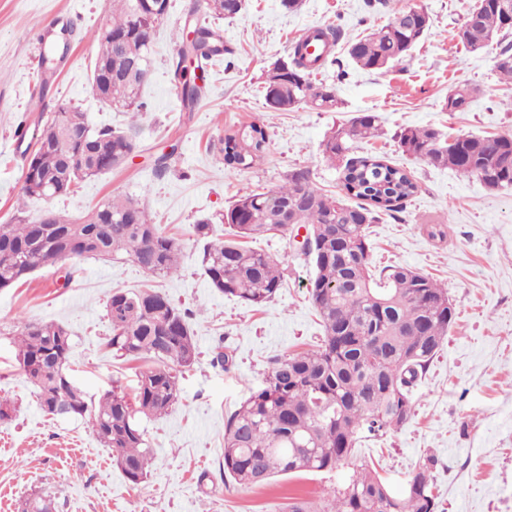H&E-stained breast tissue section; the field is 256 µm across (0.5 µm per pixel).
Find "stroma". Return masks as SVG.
<instances>
[{
    "label": "stroma",
    "instance_id": "35a3bbf8",
    "mask_svg": "<svg viewBox=\"0 0 512 512\" xmlns=\"http://www.w3.org/2000/svg\"><path fill=\"white\" fill-rule=\"evenodd\" d=\"M189 0H171L156 28L152 74L143 90L146 112H117L95 98L89 80L96 52L92 33L106 19L112 0H0V224H9L22 198L23 146L19 127L68 102L95 125L136 126L138 147L120 168L80 183L54 199H29L26 212L53 210L74 218L120 194L144 203L161 230L180 238L179 272L156 279L128 259L79 260L80 273L65 283L66 267L50 264L27 282L0 290V397L11 416L0 420V512H21L26 499L53 501L55 512H288L291 498L322 503L342 488L364 462L374 463L394 491L408 474L433 458L438 512H512V191L406 156L392 140L400 128L431 127L452 135L512 136V84L501 81L490 43L470 51L455 38L476 0H390L387 12H369L364 0H302L291 13L281 0H245L232 19H217L229 61L206 71V88L186 109L174 88L173 34ZM418 7L430 17L426 36L401 65L383 72L357 68L345 42L386 24L392 13ZM71 22L80 37L51 72L39 57L42 34L52 23ZM334 25L344 42L333 64L317 76L335 84L339 111L300 106L276 112L265 101V76L287 59L308 27ZM477 87L468 111L451 113V89ZM360 112L376 113L383 135L362 144L409 169L420 189L405 211L381 215L369 228L373 267L406 265L448 289L456 317L425 377L413 388L414 416L401 430L363 442L334 474L299 473L250 488L225 487L224 419L263 382L268 362L313 348L322 334L308 299L311 265L292 235L259 236L252 248L282 260L284 286L266 306L252 308L209 287L202 248L193 226L205 220L225 239L221 219L240 195L274 188L289 172L306 167L316 187L336 193L340 181L322 154L326 133ZM258 122L268 134L264 157L231 172L217 149L225 131ZM171 152L170 169L156 177V157ZM444 225L436 241L422 221ZM153 288L192 313L199 358L180 378V396L161 418H141L154 450L148 476L131 485L81 418H55L41 409L15 361L20 320L59 322L73 338L70 374L86 399H98L120 383L134 395L141 361L116 357L106 304L116 290ZM232 355L230 369L211 363L216 344Z\"/></svg>",
    "mask_w": 512,
    "mask_h": 512
}]
</instances>
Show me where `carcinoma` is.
<instances>
[{"label":"carcinoma","instance_id":"cac0c4a2","mask_svg":"<svg viewBox=\"0 0 512 512\" xmlns=\"http://www.w3.org/2000/svg\"><path fill=\"white\" fill-rule=\"evenodd\" d=\"M112 0V16L93 35L97 53L91 87L109 108L143 112L145 76L133 67L151 66L153 37L140 29L137 3ZM244 0H207L217 15L232 18ZM512 0H477L456 37L473 51L493 39L503 44L495 60L502 79L512 83V28L506 27L503 4ZM197 37L185 43L176 32V52H189L199 63L225 59L234 50L219 32L195 25ZM429 29L414 24L407 11L352 41L348 53L363 70L381 71L402 63ZM125 38L115 50L104 31ZM308 42L296 41L289 71L266 77L269 108L286 112L305 104L320 111L338 108L336 88L312 81L329 62L307 53ZM69 42L48 44L41 66L50 69L64 57ZM173 77L185 105L198 98L195 80L176 60ZM468 110L476 89L452 90ZM379 117L363 112L332 130L322 142L324 158L339 169L344 195L322 192L308 168H296L288 182L268 191H252L236 199L224 213L235 228L232 239L213 238V227L193 226L204 242L201 263L211 288L251 307L269 303L282 287L283 262L242 242L283 227L288 208L293 225L305 228L310 246L303 251L314 267L308 296L323 326L316 350L274 357L262 385L224 421V477L241 487L262 485L299 472L331 473L365 439L382 437L406 426L414 415L412 390L428 372L455 319L448 288L404 266L371 268L369 226L383 212H401L419 191L413 175L384 157L357 151L355 143L379 137ZM38 147L23 154V196L51 199L66 196L80 182L121 166L136 150L135 135L110 125L92 124L86 113L61 103L41 116L32 135ZM399 150L436 166L475 177L491 189L512 188V137L462 135L444 139L427 127L395 132ZM267 143L263 126L253 121L224 133L219 153L229 169H248L262 157ZM51 223L16 210L14 223L0 224V290L11 288L48 263L83 258L112 260L125 255L155 278L175 274L181 265V241L162 232L137 200L114 195L81 220L51 211ZM112 325L109 346L115 353L151 361L140 374L134 398L114 388L96 401H86L67 372L71 334L57 322L22 321L17 331L16 361L34 388L38 403L62 397V415L87 419L128 482L138 485L153 462L138 418L166 414L179 397V375L197 360L198 346L190 326L192 313L155 290L114 292L106 305ZM433 460L415 467L403 489L393 491L377 473L361 466L314 511L304 501L288 504V512H435L431 474Z\"/></svg>","mask_w":512,"mask_h":512}]
</instances>
